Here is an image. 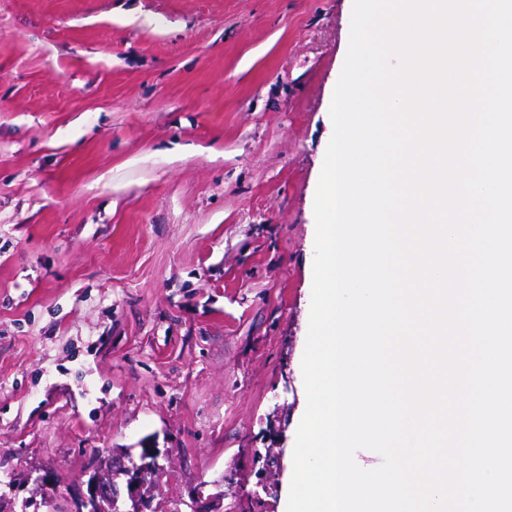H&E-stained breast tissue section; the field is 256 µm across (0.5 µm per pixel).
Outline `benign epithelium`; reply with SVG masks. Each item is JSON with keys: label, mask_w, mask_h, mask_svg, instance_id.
Listing matches in <instances>:
<instances>
[{"label": "benign epithelium", "mask_w": 512, "mask_h": 512, "mask_svg": "<svg viewBox=\"0 0 512 512\" xmlns=\"http://www.w3.org/2000/svg\"><path fill=\"white\" fill-rule=\"evenodd\" d=\"M170 450L151 443L141 445L138 454L128 449L111 448L100 457L98 464L85 473L74 486L77 512H153V503L161 493V477ZM57 476L51 469L32 466L22 484L32 483L46 495L57 487ZM224 480L213 482L216 493H205L207 484L197 483L187 488V496L176 502L195 512L207 505L209 512H222Z\"/></svg>", "instance_id": "7a95c632"}]
</instances>
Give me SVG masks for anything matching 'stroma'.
I'll list each match as a JSON object with an SVG mask.
<instances>
[{"label":"stroma","instance_id":"obj_1","mask_svg":"<svg viewBox=\"0 0 512 512\" xmlns=\"http://www.w3.org/2000/svg\"><path fill=\"white\" fill-rule=\"evenodd\" d=\"M347 0H0V497L171 451L279 512ZM282 453L268 490L256 456ZM56 474L51 469L32 466L22 480V484L33 483L40 490L41 495L48 494V490H55L58 486Z\"/></svg>","mask_w":512,"mask_h":512}]
</instances>
